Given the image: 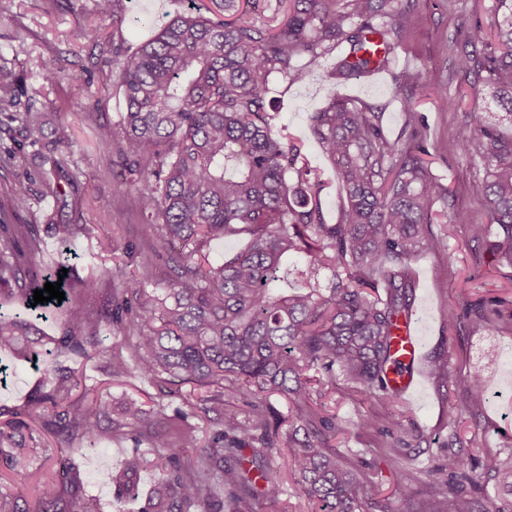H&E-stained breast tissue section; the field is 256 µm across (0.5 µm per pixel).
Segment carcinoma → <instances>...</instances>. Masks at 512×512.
Masks as SVG:
<instances>
[{
    "label": "carcinoma",
    "mask_w": 512,
    "mask_h": 512,
    "mask_svg": "<svg viewBox=\"0 0 512 512\" xmlns=\"http://www.w3.org/2000/svg\"><path fill=\"white\" fill-rule=\"evenodd\" d=\"M211 6L178 12L153 35L115 62L123 99L118 129L104 137L115 144L122 166L120 189L133 195L139 214L162 229L166 254L165 295L152 298L145 284L157 269L156 251H140V274L122 283L103 318L72 309L61 335L45 336L35 321L51 303L30 306L45 281L33 278V257L41 251L34 224H12L9 212L28 209L27 188L15 181L0 206V293L16 294L24 310L0 312V349L19 359L41 354L91 359L98 356L111 377L151 382L178 380L199 388L231 384L224 395L184 400V418L214 413L203 441L187 424L175 433L152 434L155 457L132 449L112 470L113 496L137 489L139 474L158 471L142 512H261L278 499L281 454L276 431L281 420L267 403L289 398L300 414L288 433V457L295 482L314 512H473L461 500L475 478L464 459L451 454L419 494L405 475L399 508L389 499L368 497L359 474L344 467L330 445L344 432L336 415L307 409L313 392L336 391V380L387 408L384 417L361 415L352 426L390 431L401 426V396L388 379L401 370L394 354L400 319L415 296L412 262L448 248L432 231V208L448 195L431 171L426 149L388 139L373 108L335 97L308 115L322 152L337 164L345 203L337 223L326 221L320 176L300 146L273 133L278 113L267 101L279 78L302 83L308 66L336 55L328 78L341 85L359 79L376 62L385 68L408 31L412 14L402 0H210ZM491 21L473 19L460 41L459 71L474 96L487 91L499 108L496 120L464 122L457 146L483 162L487 220L475 222L454 210L449 223L464 224L470 240L494 261L512 267V0H495ZM25 84L0 65V117L19 123L24 140L37 144L48 114L18 110ZM64 124L52 147L38 154L39 173L79 191L64 154L70 150ZM50 169H45V165ZM242 239L244 246L209 261L214 241ZM332 274L323 287L321 272ZM512 323V301H467L448 310V328L463 322L474 329ZM135 334L128 355L98 348L101 323ZM437 381L453 377L448 356L430 362ZM464 388L459 408L480 405L484 374L473 369L454 377ZM83 384V370L65 367L31 395V403L52 414L51 429L71 427L94 447L160 422L137 399L125 401L113 419L89 389L68 401ZM251 405L243 418L234 401ZM0 428V444L11 448V487L0 488V512H104L101 500L62 471L31 481L28 466L44 449ZM193 448L188 463L180 449ZM500 488L512 495V452L484 461Z\"/></svg>",
    "instance_id": "cac0c4a2"
}]
</instances>
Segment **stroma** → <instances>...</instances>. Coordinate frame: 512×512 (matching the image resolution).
<instances>
[{
  "mask_svg": "<svg viewBox=\"0 0 512 512\" xmlns=\"http://www.w3.org/2000/svg\"><path fill=\"white\" fill-rule=\"evenodd\" d=\"M494 0H409L413 25L395 48V60L377 79L360 78L344 85L329 81L327 74L334 60L319 59L310 67L306 81L295 87L276 80L269 97L280 121L287 125L293 139L302 141L308 162L322 176L321 194L328 223H336L344 194L336 176V167L320 151L308 129V115L321 109L337 95L371 104L381 114V125L392 139L407 136L404 102H411L417 119L429 128L428 150L432 172L448 185L447 201L436 203V211L464 209L473 220L485 219L482 188L475 177L477 163L457 147V133L464 119L489 121L495 106L491 99H473L458 68L459 30L474 16H488ZM190 0H113V11L122 20L119 27L105 26L104 60L93 63L92 46L78 39L81 24L97 22L94 0H0V60L25 77L27 94L22 105L46 111L49 102L60 105L52 124L44 128L45 139H52L55 123L71 126L72 148L68 167L80 186L79 194L60 203L49 186L36 173L32 148L14 152L16 124L0 127V191L11 185L17 174L27 172L31 209L14 216L17 224L38 216L43 251L34 259L35 270L48 278L66 272L77 288L72 303L86 311L110 307L115 288L136 274L134 258L125 251L101 253L97 239L116 238L120 243L161 247V228L145 224L132 209L127 194L116 191L113 174L118 156L101 131L117 127L122 98L112 82L111 59L136 46L157 30L170 14L188 9ZM92 66L94 98L71 89L65 70L72 65ZM61 67L55 83L43 78L45 67ZM447 96V107H440V96ZM84 224L88 234L73 241H62L52 234L50 223ZM436 234L447 237L448 248L419 256L413 263L416 280L414 312L420 319L425 356L450 351L451 364L463 374L482 367L487 379V398L480 407L456 408L453 389L440 386L428 368H421L418 394L403 400V425L384 436L373 430H349L337 436L335 445L347 467L359 472L367 482L371 497H395L405 471H413L420 482H427L428 470L441 464L449 453L461 455L465 469L478 477L482 489L477 497L484 505H495L500 512H512V498L497 492V480L480 467L489 454L507 456L512 452V324L501 323L493 332L477 331L469 326L448 327V310L464 296L485 295L512 298V267L496 266L489 255L473 249L465 225L438 219L432 226ZM8 368V382L0 386V419L19 417L31 426L38 447L49 456H69L71 467L89 494L99 497L105 512L112 507L110 474L127 457L132 440L114 436L112 441L87 447L79 439L64 444L41 426L31 404L32 393L42 384L48 369L56 366L49 357L33 364L0 351V365ZM89 383L99 388L104 401L117 407L127 397L143 402L145 409L163 411L170 430L182 427L176 410L184 398L197 394L192 384L173 386L163 392L159 385L136 378L111 380L98 363L87 369ZM324 402L338 419L350 422L359 415L383 413L382 405L363 399L345 383ZM414 429L424 437L420 446L394 453L390 443ZM150 453L148 442L138 444Z\"/></svg>",
  "mask_w": 512,
  "mask_h": 512,
  "instance_id": "1",
  "label": "stroma"
}]
</instances>
